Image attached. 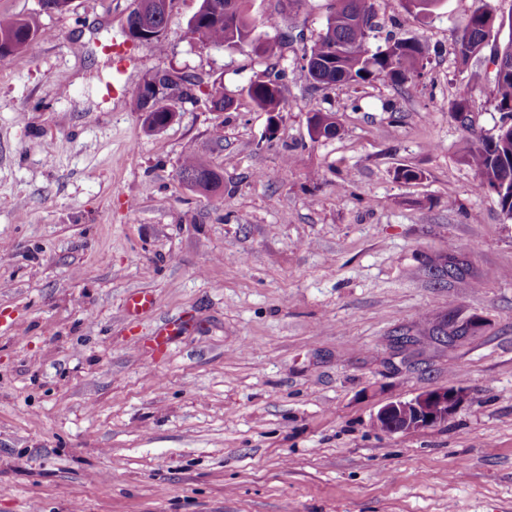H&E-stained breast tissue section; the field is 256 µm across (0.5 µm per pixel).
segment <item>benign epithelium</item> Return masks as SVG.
I'll return each mask as SVG.
<instances>
[{
  "mask_svg": "<svg viewBox=\"0 0 512 512\" xmlns=\"http://www.w3.org/2000/svg\"><path fill=\"white\" fill-rule=\"evenodd\" d=\"M164 33L160 28L145 23H134L126 27L127 40L133 43H148ZM173 76L159 70L145 91L146 101L151 109L166 105L175 98L169 89ZM461 392L454 387H439L427 390L406 401L390 402L381 407L373 418L375 426L387 434L415 433L448 422L456 410Z\"/></svg>",
  "mask_w": 512,
  "mask_h": 512,
  "instance_id": "benign-epithelium-1",
  "label": "benign epithelium"
}]
</instances>
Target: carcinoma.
Returning <instances> with one entry per match:
<instances>
[{"instance_id":"obj_1","label":"carcinoma","mask_w":512,"mask_h":512,"mask_svg":"<svg viewBox=\"0 0 512 512\" xmlns=\"http://www.w3.org/2000/svg\"><path fill=\"white\" fill-rule=\"evenodd\" d=\"M137 15L127 16L133 22H146L163 27L170 14L160 8L163 0H134ZM234 13L219 18L202 17L189 21L192 38L200 43L248 47L259 57L278 53L280 41L254 36V26L246 13L247 0H233ZM376 0H333L325 32L311 47L308 74L320 85L351 84L371 78L388 79L396 84L414 82L421 74L426 58L425 46L416 39L389 38L385 44L371 49L370 34L376 27ZM509 28L508 40L493 56L498 64L494 79L493 98L500 113V125L495 134L484 136L474 128L470 114L472 100L460 95L450 105L449 112L461 122L466 136L459 149V161L471 168L478 178V188L496 195L502 213L512 219V16L504 20L493 16L487 8H478L462 25L456 41L459 63L481 54L489 39ZM41 36L38 26L23 18H0V56L22 52ZM284 71L264 73L251 82L247 95L261 110L270 114L284 108L280 81ZM316 126L323 138L336 137L338 123L333 113L315 114ZM180 176L191 181V187L205 194L218 191L222 176L195 150L186 152Z\"/></svg>"}]
</instances>
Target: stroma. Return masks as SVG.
I'll list each match as a JSON object with an SVG mask.
<instances>
[{"mask_svg": "<svg viewBox=\"0 0 512 512\" xmlns=\"http://www.w3.org/2000/svg\"><path fill=\"white\" fill-rule=\"evenodd\" d=\"M200 4L175 0L163 51L134 46L130 86L155 70L201 83L149 133L106 91L132 0H0L44 32L0 57V512H512V220L458 162L448 112L468 93L493 133L495 46L463 68L455 40L512 0L426 19L377 0L372 45L427 48L413 85L310 79L330 0H249L256 36L271 16L294 36L277 61L193 40ZM271 66L273 116L246 92ZM215 86L230 109L212 111ZM315 112L335 113L336 138L310 137ZM191 146L218 192L181 181ZM404 166L419 178L396 179ZM453 250L468 274L435 281L425 261ZM137 292L152 304L132 316ZM443 314L483 326L401 344ZM445 386L464 391L447 423L374 427Z\"/></svg>", "mask_w": 512, "mask_h": 512, "instance_id": "stroma-1", "label": "stroma"}]
</instances>
